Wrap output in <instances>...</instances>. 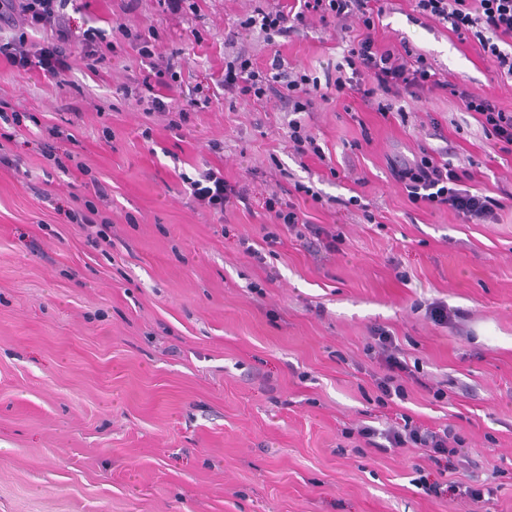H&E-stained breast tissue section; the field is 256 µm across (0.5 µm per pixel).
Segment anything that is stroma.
<instances>
[{
    "label": "stroma",
    "instance_id": "1",
    "mask_svg": "<svg viewBox=\"0 0 512 512\" xmlns=\"http://www.w3.org/2000/svg\"><path fill=\"white\" fill-rule=\"evenodd\" d=\"M270 3L183 0L174 14L162 0H74L61 19L103 29L97 56L61 45L58 79L0 61V111L20 116L0 138L16 164L0 168V512H512V207L471 224L412 204L393 175L425 146L498 199L512 153L438 95L383 116L347 96L297 113L225 94L240 47L260 71L278 52L321 79L342 59L331 25L242 28ZM133 33L184 60L177 98L204 85L209 107L184 118L124 95L142 71ZM376 38L512 110V78L478 44L416 21L412 0H392ZM295 120L323 157L292 150ZM209 169L248 204L200 208L191 183ZM99 189L105 225L67 218ZM273 194L305 224L274 223ZM270 232L271 254L247 253ZM381 329L418 377L399 408L376 400L383 371L366 347ZM399 411L458 433L465 467L361 445L358 427L386 429ZM420 473L490 496L434 498Z\"/></svg>",
    "mask_w": 512,
    "mask_h": 512
}]
</instances>
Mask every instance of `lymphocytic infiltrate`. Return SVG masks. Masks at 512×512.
<instances>
[{
    "label": "lymphocytic infiltrate",
    "instance_id": "obj_1",
    "mask_svg": "<svg viewBox=\"0 0 512 512\" xmlns=\"http://www.w3.org/2000/svg\"><path fill=\"white\" fill-rule=\"evenodd\" d=\"M382 0H300L299 10L278 4L261 17L264 33L287 35L298 32L311 16L332 20L340 32H352L341 62L336 65L333 87L337 93L358 98L379 113L390 111L393 101L408 97L422 101L426 95L441 93L455 101L464 111L476 114L483 131L502 150L512 149V111L494 104L469 83L448 79L437 73L422 54L409 45L398 49L381 47L374 37ZM65 6L64 0H26L16 8L15 0H0V24L11 25L16 12H23L26 22L52 30L57 43L79 45L84 53L96 54L100 37L95 28L76 30L56 25ZM415 12L426 19L449 24L460 42L478 43L483 58L493 63L498 75L512 78V0H415ZM55 47L31 48L25 36H0V59L21 68H35L58 77L67 65ZM138 53L148 61L149 71L138 82L147 93L151 109L167 112L174 101L165 100L164 91L174 90L181 76L180 61L155 56L149 45L138 46ZM224 88L244 99L263 101L287 91L295 111L312 106V97L320 90L317 78L308 74L288 76L281 58H273L271 71L260 75L246 52H238L224 70ZM395 179L402 184L409 200L418 206L449 210L471 221L495 220L500 200L465 189L468 174L452 162L431 154H422L408 167L397 170ZM193 195L200 204L221 213L240 201L241 196L213 171L203 173L193 183ZM386 373L376 384L377 400L382 405L405 401V377L412 371L402 356L394 336L379 332L373 347ZM393 448H417L436 465L453 472L465 462L460 439L451 429L434 430L413 425L403 417L387 433Z\"/></svg>",
    "mask_w": 512,
    "mask_h": 512
}]
</instances>
